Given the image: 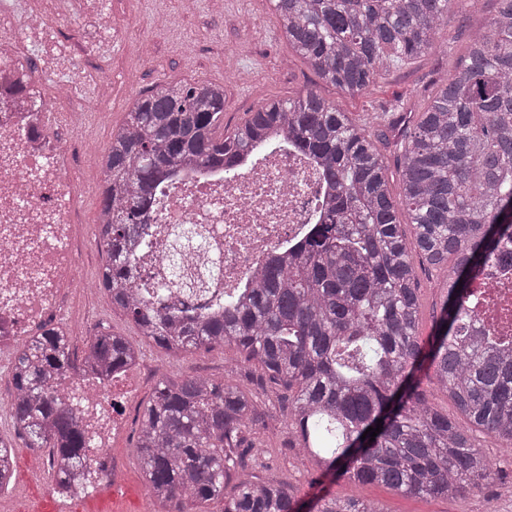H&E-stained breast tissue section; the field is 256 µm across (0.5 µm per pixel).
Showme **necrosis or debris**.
I'll use <instances>...</instances> for the list:
<instances>
[{
	"instance_id": "obj_1",
	"label": "necrosis or debris",
	"mask_w": 512,
	"mask_h": 512,
	"mask_svg": "<svg viewBox=\"0 0 512 512\" xmlns=\"http://www.w3.org/2000/svg\"><path fill=\"white\" fill-rule=\"evenodd\" d=\"M38 0H0V363L27 337L59 326L84 292L77 280L80 254L90 240L77 233L76 166H96L95 155L76 156L88 99L108 100L112 82L89 79L79 68L88 52L108 58L116 27L100 0H67L60 10L35 11ZM34 52L32 66L19 62L20 46ZM65 76L73 106L56 128L37 107L43 78ZM323 179L290 148L254 155L231 178L222 172L190 174L165 187L155 216L153 246L136 249L134 287L151 291L167 273L174 228L197 225L209 247L186 264L187 277L208 275L195 295L171 289L167 305L184 309L223 304L277 249L297 247L317 223ZM475 314L500 334L512 335V273L477 280ZM144 364L113 370L109 378L78 373L54 376L56 395L76 398L93 449L87 476L102 483L124 480L123 458L114 449L126 404L138 394Z\"/></svg>"
}]
</instances>
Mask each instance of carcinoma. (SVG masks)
Returning <instances> with one entry per match:
<instances>
[{
	"mask_svg": "<svg viewBox=\"0 0 512 512\" xmlns=\"http://www.w3.org/2000/svg\"><path fill=\"white\" fill-rule=\"evenodd\" d=\"M486 28L469 34L466 55L448 72L400 148L399 200L366 129L312 89L271 100L221 134L224 86L170 83L140 94L99 160L103 175L96 240L100 284L146 341L172 356L231 346L259 367L257 384L285 391L288 447L307 436L326 451L323 474L355 485L455 497L479 492L495 473L475 433L512 447V339L477 330L472 289L512 243V0H497ZM283 35L321 81L348 94L371 87L389 63L436 48V35L470 11L467 0H273ZM291 147L310 157L328 186L319 224L292 254L269 259L224 305L178 315L162 294L132 286L128 243L152 246L161 189L185 171L221 168L234 176L247 153ZM415 248L448 268L431 336L418 333L419 304L398 210ZM203 238L188 224L172 239V277ZM108 330L92 336L81 361L68 337L47 330L25 341L11 366L10 420L26 446L46 454L54 481L86 466L91 436L73 403L50 391L52 375L100 377L141 359ZM448 393L470 428L426 401L421 371ZM268 411L238 385L204 376L164 378L145 405L134 445L160 512H300L288 485L247 472L252 432ZM382 420L375 440L361 439ZM12 445L0 437V488L14 475ZM315 512H382L354 496L324 495Z\"/></svg>",
	"mask_w": 512,
	"mask_h": 512,
	"instance_id": "cac0c4a2",
	"label": "carcinoma"
}]
</instances>
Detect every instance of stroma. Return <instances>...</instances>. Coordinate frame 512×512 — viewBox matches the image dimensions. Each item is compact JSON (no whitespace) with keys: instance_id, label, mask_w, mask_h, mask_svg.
<instances>
[{"instance_id":"35a3bbf8","label":"stroma","mask_w":512,"mask_h":512,"mask_svg":"<svg viewBox=\"0 0 512 512\" xmlns=\"http://www.w3.org/2000/svg\"><path fill=\"white\" fill-rule=\"evenodd\" d=\"M106 9L118 27L109 66L101 68L90 55L82 60L90 73L104 69L112 77L111 103L93 105L90 127L81 138L84 145L100 154L107 150L112 130L124 122L132 97L176 82L223 85L224 127L228 130L267 101L293 98L309 87L357 123L394 102L400 103L404 116L414 119L464 51L463 41L439 37L432 54L400 68L384 66L370 90L351 95L323 84L307 61L289 47L276 23L271 0H224V11L217 15L211 12L209 0H197V13L193 16L184 13L180 0H106ZM411 263L419 296L418 332L425 339L433 331L440 285L447 272L429 267L416 253L412 254ZM84 319L90 330L105 327L125 336L140 348L144 362L152 369L131 411L129 430L117 443V451L126 461V488L142 496L147 512H154L156 504L147 495L134 445L140 414L156 383L165 377L198 374L235 383L252 373L253 368L243 363L231 347L202 348L168 359L164 350L146 342L126 317L114 311L101 292L91 296ZM258 394L270 417L266 426L253 435L259 454L252 472L296 488L303 512H310L315 501L325 495H354L377 503L384 512H512V450L498 437L484 433L477 436L478 446L500 474L482 493L448 499L409 496L382 486H354L305 467L302 449L287 445L279 393L267 386ZM14 454V477L0 501V512H27L34 496L47 494L53 485L49 478L42 482L28 478L30 471L46 470L44 453L27 448L19 439Z\"/></svg>"}]
</instances>
